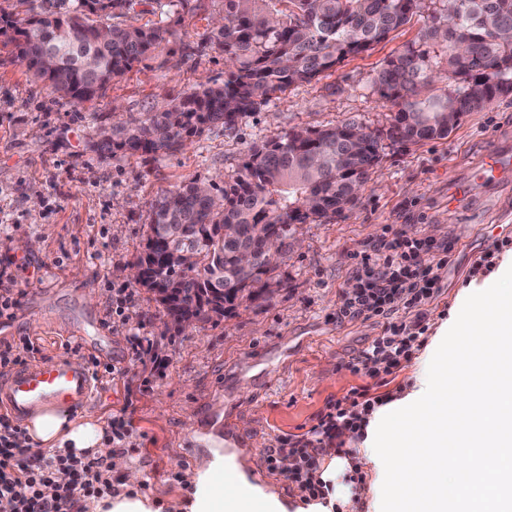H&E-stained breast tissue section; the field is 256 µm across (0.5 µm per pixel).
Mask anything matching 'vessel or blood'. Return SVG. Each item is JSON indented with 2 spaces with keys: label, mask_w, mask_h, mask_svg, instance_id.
I'll return each mask as SVG.
<instances>
[{
  "label": "vessel or blood",
  "mask_w": 512,
  "mask_h": 512,
  "mask_svg": "<svg viewBox=\"0 0 512 512\" xmlns=\"http://www.w3.org/2000/svg\"><path fill=\"white\" fill-rule=\"evenodd\" d=\"M512 177V147L491 146L454 191L463 195L477 185H495ZM96 396L92 368L83 353L33 360L14 368L0 380V410L19 422L38 411L73 409L89 404Z\"/></svg>",
  "instance_id": "obj_1"
}]
</instances>
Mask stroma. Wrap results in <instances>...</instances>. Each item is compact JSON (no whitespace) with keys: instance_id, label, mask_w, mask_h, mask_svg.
<instances>
[{"instance_id":"1","label":"stroma","mask_w":512,"mask_h":512,"mask_svg":"<svg viewBox=\"0 0 512 512\" xmlns=\"http://www.w3.org/2000/svg\"><path fill=\"white\" fill-rule=\"evenodd\" d=\"M224 0H204L185 18L160 56L134 65L105 95L77 107L34 82L0 47V283L18 303L0 316V350L66 357L87 337L100 356L98 397L90 417L130 430L127 469L112 477L122 494L147 493L159 512H189L199 487L188 473L208 450L230 462L217 485L237 470H258L280 500L299 493L266 449L316 424L327 404L374 385L346 362L380 336L379 319L338 314L351 272L385 227L405 228L452 245L428 325L448 317L461 288H491L492 274L471 275L494 242L512 240V181L450 196L491 143L512 146V94L463 115L443 140L384 146L359 203L345 218L299 225L278 262L283 288L239 307L218 324L175 327L127 273L143 252L150 206L182 181L216 187L230 181L248 149L295 127L326 128L354 118L385 125L392 107L372 82L382 61L412 41L424 17L392 32L369 53L309 83L289 87L235 128L215 125L177 151L110 156L96 147L97 128L224 77V55L184 56L183 46L210 31ZM39 249L23 250L27 241ZM130 297L128 321L112 312L117 293ZM143 472L132 483L128 470Z\"/></svg>"}]
</instances>
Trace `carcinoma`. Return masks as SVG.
I'll return each instance as SVG.
<instances>
[{"label": "carcinoma", "mask_w": 512, "mask_h": 512, "mask_svg": "<svg viewBox=\"0 0 512 512\" xmlns=\"http://www.w3.org/2000/svg\"><path fill=\"white\" fill-rule=\"evenodd\" d=\"M0 7V42L35 81L79 107L117 77L156 56L199 0H16ZM424 0H224V16L192 52H224V80L204 83L154 112L100 132V148L133 156L176 151L220 124L235 127L277 92L310 82L372 49L407 25ZM417 38L385 59L374 78L396 107L388 125L356 139L362 124L294 128L251 146L220 193L194 179L151 203L138 281L179 328L216 324L281 285L276 266L240 267V249L274 235L288 254L299 224L338 218L360 200L380 162L382 142L444 139L462 115L479 112L512 87V0H437ZM150 25L106 24L137 5ZM445 85L437 88L435 82Z\"/></svg>", "instance_id": "cac0c4a2"}]
</instances>
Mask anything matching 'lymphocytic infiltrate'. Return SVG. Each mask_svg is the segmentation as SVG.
<instances>
[{
	"mask_svg": "<svg viewBox=\"0 0 512 512\" xmlns=\"http://www.w3.org/2000/svg\"><path fill=\"white\" fill-rule=\"evenodd\" d=\"M451 246L407 230L385 231L370 255L357 263L355 283L342 299V317L382 318L383 331L356 357V364L388 374L401 369L423 346L427 307L439 292L441 271ZM391 395L370 396L351 390L320 414L316 425L287 445L266 451L268 464L291 457L287 478L302 499H326V484L318 476L319 459L341 451L346 434L363 436L375 407L391 402ZM21 429L0 416V498L12 501L15 512H72L76 503L116 495L111 467L104 458L71 453L45 455L17 444ZM67 482L56 484L58 474ZM55 485L54 496L44 489Z\"/></svg>",
	"mask_w": 512,
	"mask_h": 512,
	"instance_id": "1",
	"label": "lymphocytic infiltrate"
}]
</instances>
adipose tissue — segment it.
Masks as SVG:
<instances>
[{
  "label": "adipose tissue",
  "mask_w": 512,
  "mask_h": 512,
  "mask_svg": "<svg viewBox=\"0 0 512 512\" xmlns=\"http://www.w3.org/2000/svg\"><path fill=\"white\" fill-rule=\"evenodd\" d=\"M465 328L462 360L479 382L461 389L448 384L444 356ZM452 410L462 422L449 423ZM21 442L127 465L97 420L67 412L34 414ZM321 469L340 512H512V289H461L456 315L438 323L412 384L376 408L353 455L324 456ZM353 470L366 474L364 485L343 483Z\"/></svg>",
  "instance_id": "1"
}]
</instances>
